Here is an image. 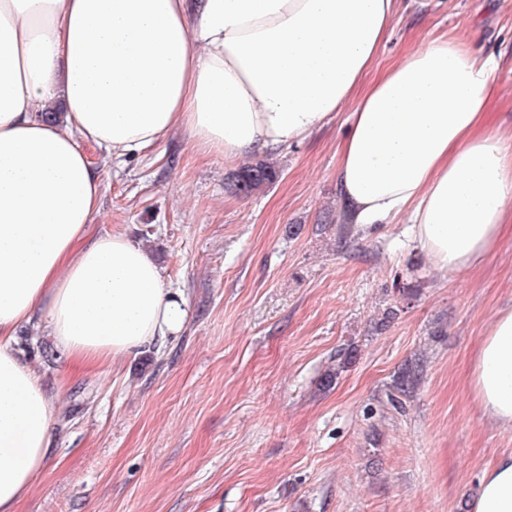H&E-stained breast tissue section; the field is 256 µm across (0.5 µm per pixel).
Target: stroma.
I'll list each match as a JSON object with an SVG mask.
<instances>
[{
  "instance_id": "stroma-1",
  "label": "stroma",
  "mask_w": 512,
  "mask_h": 512,
  "mask_svg": "<svg viewBox=\"0 0 512 512\" xmlns=\"http://www.w3.org/2000/svg\"><path fill=\"white\" fill-rule=\"evenodd\" d=\"M445 34L499 56L487 123L511 130L512 0H402L376 67ZM345 120L269 152L277 177L248 197L224 189L240 161L179 131L121 159L87 146L102 182L93 233L146 245L188 317L180 334L81 371L21 329L60 415L18 512H467L512 451V430L469 387L484 332L512 305V235L464 273L434 269L404 224L342 236ZM411 361L417 385L392 403Z\"/></svg>"
}]
</instances>
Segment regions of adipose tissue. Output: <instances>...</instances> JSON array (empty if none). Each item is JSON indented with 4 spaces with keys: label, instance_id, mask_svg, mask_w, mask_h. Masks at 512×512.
Wrapping results in <instances>:
<instances>
[{
    "label": "adipose tissue",
    "instance_id": "ef3b65f1",
    "mask_svg": "<svg viewBox=\"0 0 512 512\" xmlns=\"http://www.w3.org/2000/svg\"><path fill=\"white\" fill-rule=\"evenodd\" d=\"M399 0H0V512H17L53 448L56 395L14 344L44 329L86 368L177 334L188 312L151 254L90 235L112 157L185 132L242 158L299 142L341 110L340 197L359 225L408 224L439 269L482 266L512 226V132L488 128L496 56L456 35L383 69ZM61 103L64 118L44 119ZM470 385L512 429V307L479 343ZM469 512H512V453Z\"/></svg>",
    "mask_w": 512,
    "mask_h": 512
}]
</instances>
